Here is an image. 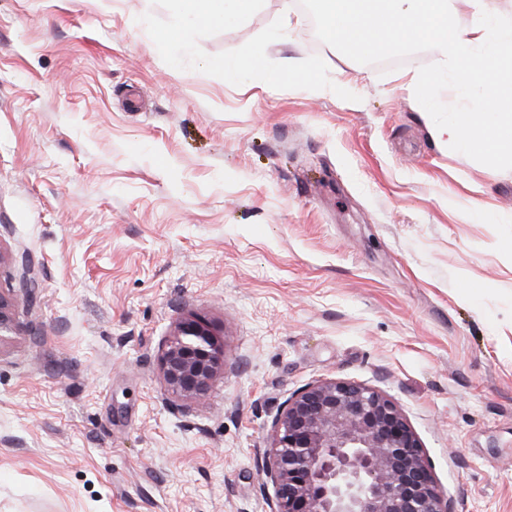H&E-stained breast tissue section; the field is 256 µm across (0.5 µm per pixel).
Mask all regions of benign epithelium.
Returning <instances> with one entry per match:
<instances>
[{
    "instance_id": "7a95c632",
    "label": "benign epithelium",
    "mask_w": 512,
    "mask_h": 512,
    "mask_svg": "<svg viewBox=\"0 0 512 512\" xmlns=\"http://www.w3.org/2000/svg\"><path fill=\"white\" fill-rule=\"evenodd\" d=\"M13 298L0 290V341L12 333ZM227 359L200 317L179 320L161 358L168 389L207 396ZM262 475L271 512H452L422 444L379 390L337 379L288 399L273 423Z\"/></svg>"
}]
</instances>
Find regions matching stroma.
<instances>
[{"label": "stroma", "mask_w": 512, "mask_h": 512, "mask_svg": "<svg viewBox=\"0 0 512 512\" xmlns=\"http://www.w3.org/2000/svg\"><path fill=\"white\" fill-rule=\"evenodd\" d=\"M143 13L0 0V512H269L273 422L330 378L397 403L453 512H512V170L438 139V51L359 64L294 10L268 57L352 102L174 69ZM188 315L228 353L198 401L159 367Z\"/></svg>", "instance_id": "obj_1"}]
</instances>
